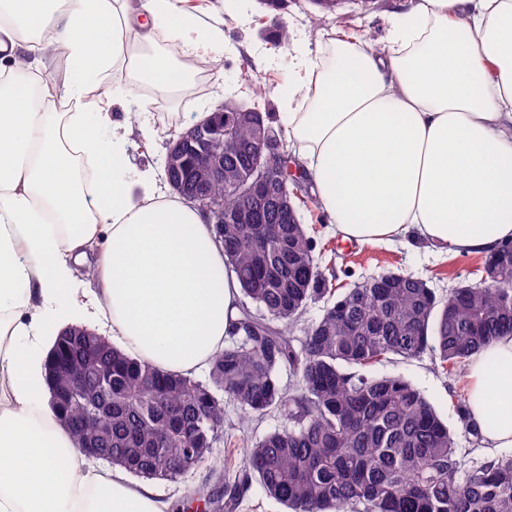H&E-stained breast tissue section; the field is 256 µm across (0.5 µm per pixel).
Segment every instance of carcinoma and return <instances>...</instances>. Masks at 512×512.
<instances>
[{
	"label": "carcinoma",
	"instance_id": "cac0c4a2",
	"mask_svg": "<svg viewBox=\"0 0 512 512\" xmlns=\"http://www.w3.org/2000/svg\"><path fill=\"white\" fill-rule=\"evenodd\" d=\"M247 106L266 119L261 88H251ZM259 149L254 118L236 115L224 178L209 185L224 198L226 221L245 206L233 186ZM204 163L203 154L190 152L171 176L188 185ZM318 233L285 220L272 199L258 223L224 225L225 265L241 297L231 343L212 359L207 381L135 359L106 338L80 349L65 331L55 345L70 349L75 369L58 383L75 385L79 397L51 399L50 408L70 422L77 447L92 443L146 480H171L209 461L213 445L234 430L224 401L248 420L277 413L288 426L242 442L234 460L211 472L222 493L197 497L209 512L217 502L235 512L255 484L288 512H512V456L461 471L456 441L428 399L402 375L370 373L428 351L443 370H460L498 337L512 336V242L476 270L506 287L460 281L450 308L410 277L379 275L371 288L337 292L320 266L328 250L315 251ZM316 303L320 317L299 327ZM283 369L294 386L281 383Z\"/></svg>",
	"mask_w": 512,
	"mask_h": 512
}]
</instances>
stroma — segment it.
Instances as JSON below:
<instances>
[{
	"mask_svg": "<svg viewBox=\"0 0 512 512\" xmlns=\"http://www.w3.org/2000/svg\"><path fill=\"white\" fill-rule=\"evenodd\" d=\"M181 5L185 15L210 17L224 34L207 56L214 68L203 77L202 89L182 96L162 94L152 85L137 82L124 69L115 70L104 81L117 121L126 120L123 99L130 90L137 96L139 111L151 115L149 130H141L135 122L130 124L127 158L134 172L161 168L171 131L188 126L195 113L214 110L244 85L262 88L271 104L270 122L278 124L279 113L288 109L287 77L295 57L294 40L303 39L312 54L321 56L331 47L337 32L353 27L362 30L375 47H382L387 16L408 8L409 0H373L363 13L351 0H338L330 9L316 0H285L277 11L263 0H182ZM283 25L292 34V43L279 41L278 29ZM334 241L336 260L325 273L346 288L379 273L400 271L424 279L437 295L444 296L457 282L472 279L481 262L477 254L438 253L416 238L375 247ZM375 371L404 375L423 392L455 432L462 468L499 456V449L487 447L483 435L467 432L460 419L457 397L469 389L465 373L443 371L428 353L412 361L376 366Z\"/></svg>",
	"mask_w": 512,
	"mask_h": 512,
	"instance_id": "1",
	"label": "stroma"
}]
</instances>
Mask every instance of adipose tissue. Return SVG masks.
Listing matches in <instances>:
<instances>
[{
	"label": "adipose tissue",
	"instance_id": "adipose-tissue-1",
	"mask_svg": "<svg viewBox=\"0 0 512 512\" xmlns=\"http://www.w3.org/2000/svg\"><path fill=\"white\" fill-rule=\"evenodd\" d=\"M180 0H146L184 58L221 33ZM127 0H0V512H169L75 446L48 405L45 356L93 325L130 356L197 373L224 347L240 285L202 215L131 174L112 102L92 88L117 67L181 92L185 69L141 47ZM71 67L49 91L28 56ZM281 115L331 226L362 244L414 234L448 254L512 239V0H412L385 46L337 41L300 53ZM93 269L98 289L82 286ZM500 369L489 376L487 359ZM469 420L512 447V336L469 366Z\"/></svg>",
	"mask_w": 512,
	"mask_h": 512
}]
</instances>
